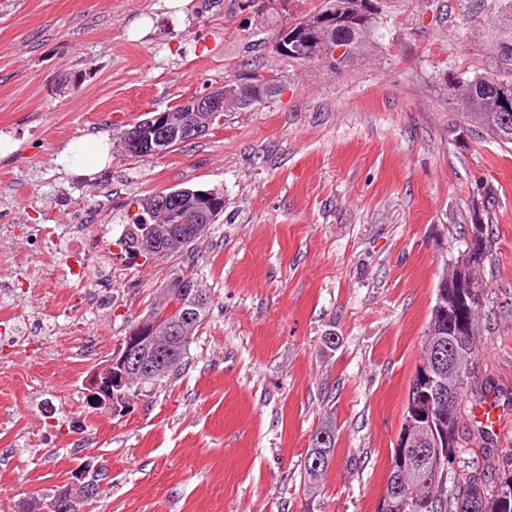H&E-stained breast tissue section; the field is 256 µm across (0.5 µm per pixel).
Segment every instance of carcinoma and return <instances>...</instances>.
I'll return each instance as SVG.
<instances>
[{
  "instance_id": "cac0c4a2",
  "label": "carcinoma",
  "mask_w": 512,
  "mask_h": 512,
  "mask_svg": "<svg viewBox=\"0 0 512 512\" xmlns=\"http://www.w3.org/2000/svg\"><path fill=\"white\" fill-rule=\"evenodd\" d=\"M502 66L491 75H476L450 88L452 99L467 98L466 118L496 141L512 145V44L500 45ZM167 192L150 193L136 200L137 212L132 223L139 227L135 256H148L145 251L146 230L153 227L158 232L155 249L165 252L189 251L196 242L207 236L197 233L188 224L178 223L179 208H196L207 211L210 223L215 224L224 214V194L216 189H196L176 205L165 198ZM488 259L471 260L459 251L445 263L446 272L436 288L435 304L431 311L423 344V355L408 389L406 407L398 438L415 440L412 448L405 449V463L396 461L398 448H393L385 491L377 512H512V471L505 470L494 477L483 476L476 482L470 479L472 469L479 460L468 456L462 445L460 422L464 404L471 395L478 398L486 392H474L478 357V337L481 336V312L485 309ZM204 289L198 298L192 289ZM209 289L194 270L177 268L159 287L146 313L173 308L168 329L178 328L180 336L175 350L179 359L164 372L143 376L118 390L112 405L124 408L129 395L139 389L154 386L180 374L186 364L191 344L210 310ZM157 329L140 333V357L133 358L125 373H135L134 364L152 362L155 350L154 336ZM452 371L446 388L445 403L440 413L432 416L440 441V448L453 456L447 470L433 466L430 453L423 451L424 442L415 439L421 418V397L431 392L424 371L434 373L440 368ZM335 430L330 425L318 429L310 440L304 460V485L317 489L328 470L335 451ZM453 479V489H448V479Z\"/></svg>"
}]
</instances>
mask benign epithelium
<instances>
[{
    "label": "benign epithelium",
    "instance_id": "1",
    "mask_svg": "<svg viewBox=\"0 0 512 512\" xmlns=\"http://www.w3.org/2000/svg\"><path fill=\"white\" fill-rule=\"evenodd\" d=\"M354 4L356 20L370 23L379 14L377 0H349ZM347 2V3H349ZM343 0H329L324 11L316 12L306 18L302 25L287 24L272 39L271 49L274 53L295 57L303 51L307 60L321 59L333 63L350 53L356 46L353 38L336 34L333 29L334 17L340 15L347 6ZM247 7L257 11L281 12L287 7V0H246ZM279 82L273 75L257 77L250 81L239 82L230 79L220 86H215L202 95H190L183 98L178 106L182 112L179 129L195 136L205 135L210 128L195 122L197 112H226L228 110L243 112L251 108L265 96L274 93ZM169 126L168 111L163 110L146 119V124L138 126L124 137L127 151L160 154L156 136L152 131ZM87 404L94 410H112V376L94 377L88 387ZM87 474L78 472L62 490L58 491L53 502L56 512H84V502L96 495L102 483L86 480Z\"/></svg>",
    "mask_w": 512,
    "mask_h": 512
}]
</instances>
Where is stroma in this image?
<instances>
[{"instance_id":"obj_1","label":"stroma","mask_w":512,"mask_h":512,"mask_svg":"<svg viewBox=\"0 0 512 512\" xmlns=\"http://www.w3.org/2000/svg\"><path fill=\"white\" fill-rule=\"evenodd\" d=\"M496 0H388L338 65L295 62L270 41L322 0L280 13L235 0H0V283L42 272L31 294L0 292L20 324L0 348V512L52 495L82 460L111 480L86 512H376L443 260L463 225L492 229L489 318L477 386L504 409L493 446L512 465V147L468 125L454 77L495 72L512 21ZM273 71L280 91L158 159L109 153L90 177L60 162L68 143L127 124L230 77ZM224 193V215L188 254L138 257L112 311L86 297L24 224L67 231L88 209L126 224L140 196ZM211 294L185 370L123 412L85 401L95 364L180 266ZM335 429L317 493L304 457Z\"/></svg>"}]
</instances>
